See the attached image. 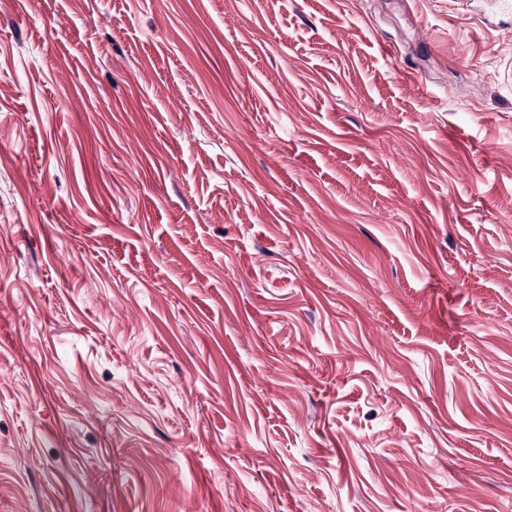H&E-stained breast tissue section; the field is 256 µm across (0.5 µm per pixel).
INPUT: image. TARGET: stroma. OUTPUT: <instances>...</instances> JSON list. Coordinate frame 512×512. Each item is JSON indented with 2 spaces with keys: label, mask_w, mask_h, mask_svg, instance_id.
<instances>
[{
  "label": "stroma",
  "mask_w": 512,
  "mask_h": 512,
  "mask_svg": "<svg viewBox=\"0 0 512 512\" xmlns=\"http://www.w3.org/2000/svg\"><path fill=\"white\" fill-rule=\"evenodd\" d=\"M482 8L0 0V512H512Z\"/></svg>",
  "instance_id": "obj_1"
}]
</instances>
